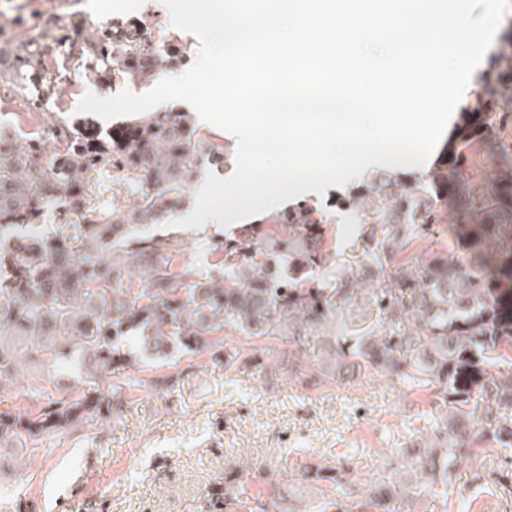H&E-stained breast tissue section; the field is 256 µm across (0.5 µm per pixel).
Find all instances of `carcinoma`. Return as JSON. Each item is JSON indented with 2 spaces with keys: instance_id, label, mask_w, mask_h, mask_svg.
Returning a JSON list of instances; mask_svg holds the SVG:
<instances>
[{
  "instance_id": "cac0c4a2",
  "label": "carcinoma",
  "mask_w": 512,
  "mask_h": 512,
  "mask_svg": "<svg viewBox=\"0 0 512 512\" xmlns=\"http://www.w3.org/2000/svg\"><path fill=\"white\" fill-rule=\"evenodd\" d=\"M44 49L70 39L60 26L34 27L28 42H0V83L8 81L28 107L44 112L53 96ZM175 71L185 50L160 49L135 28H105L80 42L75 60L86 72L127 79L147 75L141 60ZM483 127L466 129L445 171L411 195L384 178L371 193L394 203L368 214L356 235L370 287L329 266L326 221L308 205L286 209L270 225L243 224L217 241L208 266L177 262L180 245L144 233L181 207L187 185L205 166L220 167L224 147L184 111L159 109L100 139L53 122L18 143L0 129V449L22 452L35 442L113 418L128 399L131 368L169 353L209 355L237 374L254 356L214 350L229 332L249 338L286 336L294 346L288 374L317 386L359 374L435 398L415 437L394 449L400 467L354 491L344 471L318 462L297 475L318 491L315 512H394L418 493L442 496L452 468L481 448H512V149L501 146L499 175L464 187L458 222L442 224L440 203L450 182L462 181L458 160ZM122 171L119 194L99 205L95 176ZM61 224L40 226L45 212ZM448 233L465 257L448 252L427 261L398 254L424 236ZM343 333L336 334V328ZM321 351L316 361L309 349ZM85 383L79 396L43 381L57 365ZM27 388L15 391L21 366ZM36 404L21 409L22 399ZM243 477H224L226 507ZM288 482V486L298 485Z\"/></svg>"
}]
</instances>
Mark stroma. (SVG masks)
Wrapping results in <instances>:
<instances>
[{"instance_id":"35a3bbf8","label":"stroma","mask_w":512,"mask_h":512,"mask_svg":"<svg viewBox=\"0 0 512 512\" xmlns=\"http://www.w3.org/2000/svg\"><path fill=\"white\" fill-rule=\"evenodd\" d=\"M142 17L154 18L161 35L174 31L162 0H0V28L14 37L37 22L89 35ZM511 39L512 11L504 15L428 162L418 171L395 169L401 188L416 189L420 174L446 165L464 123L483 122L481 106L510 113L499 139L512 142V64L500 59ZM51 57L76 81L55 85L54 107L36 115L42 127L62 118L104 133L127 119L111 123L78 111L86 94L143 93L163 78L158 72L103 83L78 68L66 48H54ZM384 172L374 167L358 182L328 187L310 200L328 218L326 251L346 272L360 270L354 246L360 214L348 199ZM161 374L172 377L171 389L145 385L133 390L121 417L46 437L21 454L19 469L0 471V484L23 489L33 512H206L207 493L223 483L225 472L242 471L250 494L264 497L287 485L311 458L332 463L344 455L353 483L363 487L398 468L394 449L409 435L413 414L438 409L433 398L390 388L379 376L313 386L269 368L231 376L205 355L166 360L131 376L146 382ZM508 460L503 453L480 452L458 464L447 498L418 500L398 512H512V491L486 478Z\"/></svg>"}]
</instances>
